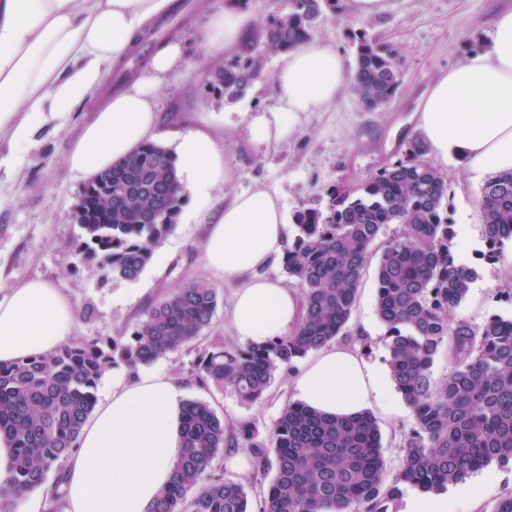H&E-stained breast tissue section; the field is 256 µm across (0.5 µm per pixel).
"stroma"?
Masks as SVG:
<instances>
[{"instance_id":"stroma-1","label":"stroma","mask_w":512,"mask_h":512,"mask_svg":"<svg viewBox=\"0 0 512 512\" xmlns=\"http://www.w3.org/2000/svg\"><path fill=\"white\" fill-rule=\"evenodd\" d=\"M226 0H188V19L176 25L173 41L182 47L174 68L159 81L156 93L158 126L155 143L176 150L182 136L197 128L199 112H210V127L224 144L230 177L218 192L222 200L261 183L280 196L287 214L325 195L340 182L368 177L402 158L415 135L414 114L438 73L462 62L472 49L487 44L495 13L512 0H386L379 16L360 21L350 0L327 13L315 39L340 50L347 62L355 60L360 34L394 44L398 50L401 85L393 100L376 111L365 110L353 91H346L331 108L309 113L290 137L270 146L249 139L246 126L252 112L276 105L272 77L280 57L271 55L263 76L235 101L224 100L207 83L210 67L229 61L227 53H208L200 43L211 12ZM93 98L76 106V119L61 132L40 130L34 147L12 155L10 169H0V286L41 278L69 289L76 303L75 339L130 335L147 308L185 281L216 289L218 307L212 329L194 348L154 362L153 368L176 377L184 398L207 402L223 419L227 432L251 425L257 438L267 439L282 409L291 402L289 369L280 367L262 400L242 403L230 390L200 383L192 373L199 353L214 339L236 343L227 312L234 287L208 270L202 260L205 216L196 214L193 197H186L173 231L156 249L148 266L133 281L105 274L81 252L82 230L75 206L85 185L65 164V155L79 132L101 105ZM448 183V216L456 224V242L477 272L467 298L453 319L482 325L492 315L512 317V277L500 262L483 258L486 249L475 181L463 162L449 158L442 164ZM401 230L386 227L358 290L351 318L336 344L356 349L368 362L388 369L387 329L376 315V268L382 246ZM382 454L388 474H395L404 457L403 440L414 418L403 396H396L386 412L376 413ZM225 479L248 490L249 512H258L274 469L260 470L251 449L230 448L217 461ZM485 486L472 499L457 486H448V512H492L497 500L512 491V462H491L481 470Z\"/></svg>"}]
</instances>
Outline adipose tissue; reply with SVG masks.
I'll list each match as a JSON object with an SVG mask.
<instances>
[{
  "mask_svg": "<svg viewBox=\"0 0 512 512\" xmlns=\"http://www.w3.org/2000/svg\"><path fill=\"white\" fill-rule=\"evenodd\" d=\"M173 0H0V141L30 147L35 132L60 124L100 84L103 66L121 62L133 41ZM254 18L244 0L212 14L203 41L237 51ZM181 55L160 48L145 75L110 98L85 123L65 162L89 179L108 170L154 135L159 79ZM351 73L344 56L319 40L284 53L273 78L278 106L254 112L252 142L291 136L305 114L333 105ZM415 131L440 158L462 160L468 172L512 171V8L493 18V36L461 65L440 74L414 114ZM179 174L204 204L229 176L224 149L199 128L178 148ZM287 245V218L277 192L263 185L225 202L209 224L203 262L237 289L228 318L245 344H263L295 327L296 289L264 275ZM69 292L32 279L0 290V362L51 353L75 333ZM294 397L320 412L348 416L386 408V376L346 346L320 349L291 378ZM182 451L181 403L171 375L142 370L113 384L85 422L64 463L62 512H147L167 487Z\"/></svg>",
  "mask_w": 512,
  "mask_h": 512,
  "instance_id": "obj_1",
  "label": "adipose tissue"
}]
</instances>
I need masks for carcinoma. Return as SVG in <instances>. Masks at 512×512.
<instances>
[{"mask_svg": "<svg viewBox=\"0 0 512 512\" xmlns=\"http://www.w3.org/2000/svg\"><path fill=\"white\" fill-rule=\"evenodd\" d=\"M338 0H288L241 46L238 57L209 73L213 91L242 97L263 73L269 53L310 39ZM148 53L115 72L113 86L135 77ZM397 50L363 38L353 90L375 110L399 89ZM429 147L411 140L404 157L294 214L283 270L300 291V316L288 336L266 346L214 343L194 362L197 379L231 389L242 401L263 397L277 369L327 345L350 320L369 247L388 224L401 226L379 257L376 313L387 328L393 381L411 407L414 428L388 478L375 417L324 416L300 403L284 407L266 441L244 425L226 435L224 420L200 400L183 402L184 450L172 483L148 512H248L244 486L215 465L224 448H250L260 466L274 449L275 476L262 512H391L407 488L445 489L493 461L512 460V318L492 315L476 327L450 314L467 297L473 267L453 251L444 175L425 160ZM185 199L177 159L146 142L85 184L78 205L83 247L107 273L137 279L172 231ZM486 258L512 242V171L490 176L480 192ZM217 292L186 282L154 303L131 334L82 339L53 353L0 365V433L14 444L10 477L0 483V512L14 499L50 488L53 510L63 497L64 462L96 407V389L116 361L131 371L191 347L212 328ZM452 367L436 381L442 349Z\"/></svg>", "mask_w": 512, "mask_h": 512, "instance_id": "obj_1", "label": "carcinoma"}]
</instances>
